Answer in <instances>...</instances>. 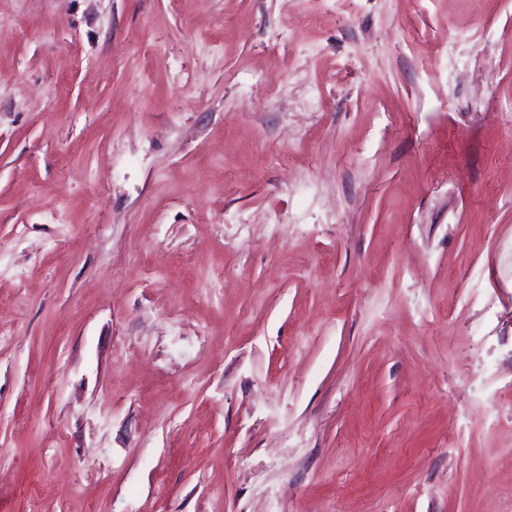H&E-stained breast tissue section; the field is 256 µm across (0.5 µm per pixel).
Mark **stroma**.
<instances>
[{"mask_svg":"<svg viewBox=\"0 0 512 512\" xmlns=\"http://www.w3.org/2000/svg\"><path fill=\"white\" fill-rule=\"evenodd\" d=\"M0 512H512V0H0Z\"/></svg>","mask_w":512,"mask_h":512,"instance_id":"obj_1","label":"stroma"}]
</instances>
